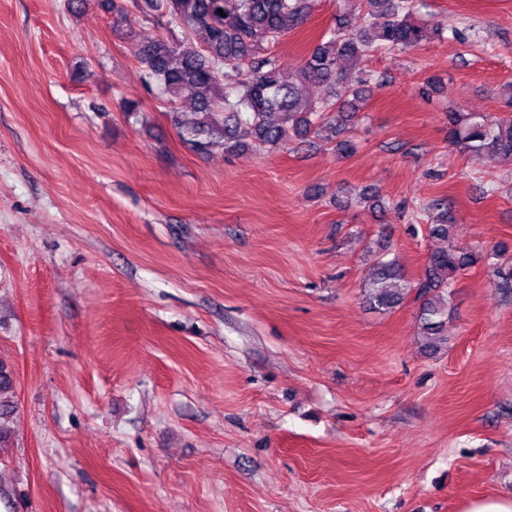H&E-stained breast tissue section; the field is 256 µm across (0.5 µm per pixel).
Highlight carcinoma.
Listing matches in <instances>:
<instances>
[{"label": "carcinoma", "instance_id": "obj_1", "mask_svg": "<svg viewBox=\"0 0 512 512\" xmlns=\"http://www.w3.org/2000/svg\"><path fill=\"white\" fill-rule=\"evenodd\" d=\"M416 0H336L335 24L298 69L282 71L278 55L267 50L302 25L314 0H134L145 16L161 17L180 28L182 39L158 38L138 45L134 54L161 93L172 104L171 123L198 153L217 148L235 150L258 144L270 149L288 145L292 137L327 130L336 153L348 157L355 146L341 139L344 113L353 112L373 75L347 78L344 62L393 48L412 50L442 35L437 24L419 23ZM204 34L198 45L192 35ZM326 95L314 98L312 87ZM185 93L192 106L180 110ZM448 143L463 154L494 161L512 159V116L447 112ZM427 210L440 214L429 224L435 238L448 239V208L440 200ZM476 261L473 251L454 246L432 252L422 274L406 279L392 260H379L363 282L371 307L388 312L416 305L423 347L438 349L450 309L451 282ZM11 368L0 360V420L10 416L14 401Z\"/></svg>", "mask_w": 512, "mask_h": 512}]
</instances>
